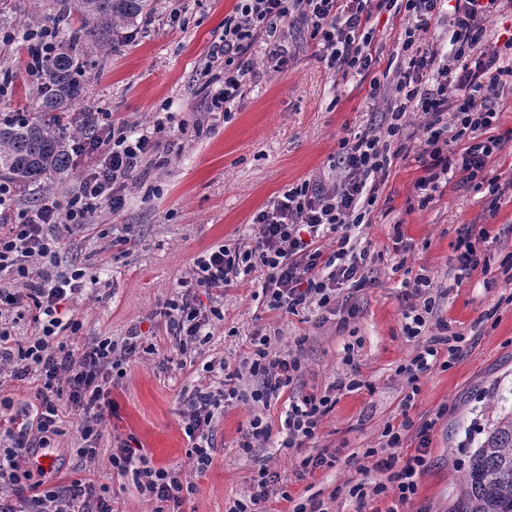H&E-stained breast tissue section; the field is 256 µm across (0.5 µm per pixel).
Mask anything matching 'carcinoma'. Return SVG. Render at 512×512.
<instances>
[{"mask_svg": "<svg viewBox=\"0 0 512 512\" xmlns=\"http://www.w3.org/2000/svg\"><path fill=\"white\" fill-rule=\"evenodd\" d=\"M150 0H52V12L31 20L35 29L73 10L85 25L59 40L56 52L42 65L35 90V111L0 118V180L22 193L38 180L69 171L72 149L96 137L89 112H74L81 99L89 60L83 44L89 37L109 39L135 25L149 11ZM459 512H512V410L496 413L488 434L472 455L464 475Z\"/></svg>", "mask_w": 512, "mask_h": 512, "instance_id": "cac0c4a2", "label": "carcinoma"}]
</instances>
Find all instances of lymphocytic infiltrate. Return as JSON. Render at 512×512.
Segmentation results:
<instances>
[{
    "instance_id": "1",
    "label": "lymphocytic infiltrate",
    "mask_w": 512,
    "mask_h": 512,
    "mask_svg": "<svg viewBox=\"0 0 512 512\" xmlns=\"http://www.w3.org/2000/svg\"><path fill=\"white\" fill-rule=\"evenodd\" d=\"M444 0H237L224 18V33L210 51L211 61H223L224 81L211 96L213 111L229 112L242 96L249 70L239 60L259 39H266V58L274 68L287 63V52L276 33L281 22L299 20L311 29L330 68L342 76H370V95L378 97L391 89L394 103L388 104L384 133L367 130L354 139H342L338 153L341 176L333 185L305 180L271 200L252 218L251 243L244 247L219 244L198 255L194 268L182 281V291L166 304L168 329L180 352L204 342L205 330L220 318L217 307H207L199 294L209 296L259 274L264 302L271 311L296 313L308 304L327 307L343 285L356 284L367 264V251H356L351 233L364 224L376 203V185L391 163L390 150L415 155L426 170L415 190L420 204L430 203L449 173L464 174L475 191H487L490 211H497L505 189L488 160L503 148L492 136L497 121L493 101L505 85H512V38L502 48L486 45V24L502 11L505 0H456L452 15H445ZM403 15L405 39L402 60L391 80L374 76L380 62L381 46L371 24L379 13ZM449 23L450 53L421 48L423 35L439 23ZM425 116V139L418 152L406 146L392 147L399 136L409 107ZM98 136L78 145V155L91 162L79 190L67 201H47L19 212L12 224L0 225V273L9 283L0 287V301L27 317L35 329L26 343H19L10 330L0 328V371L17 380L35 378L36 413L21 420L10 414L11 401L0 399V483L9 493L0 496V512H112L107 486L87 476L49 482L43 468H30L27 460L34 448L49 447L55 437L65 435L67 418L80 412L78 432L84 443L82 455H94L93 445L100 425L112 413L107 385L124 377V364L140 349L136 336H128L122 347L111 337L99 336L76 347L64 341L65 331L77 325L61 318V306L80 293L85 273L49 270L56 260L60 233L83 228L102 201L113 211L125 205L127 180L160 146L163 123L153 126L116 125L107 112L97 117ZM338 235L337 249L325 256L320 245L327 232ZM252 352L246 360L251 376L261 378L252 390L255 402H269L291 384L300 371L297 359L274 355L270 338L255 334ZM459 353L448 337L435 336L421 345L410 363L401 367L409 384L440 360H454ZM239 372L225 373L216 388L195 390L180 413L182 429L191 446L187 452L197 473L213 463L214 423L226 402L241 397ZM330 396L305 395L290 399L282 423L283 447L300 448L312 440L321 418L330 411ZM111 463L118 474H133L141 490L156 501L180 508L195 491L184 483L178 467H150L140 446L119 441L112 450ZM386 481L352 486L349 495L365 500L367 495L393 493L398 503L410 501L417 493L418 479L428 467L425 454L418 453L396 466L394 460L381 462Z\"/></svg>"
}]
</instances>
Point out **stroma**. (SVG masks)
Here are the masks:
<instances>
[{
  "label": "stroma",
  "mask_w": 512,
  "mask_h": 512,
  "mask_svg": "<svg viewBox=\"0 0 512 512\" xmlns=\"http://www.w3.org/2000/svg\"><path fill=\"white\" fill-rule=\"evenodd\" d=\"M153 3L156 21L135 39L89 44L96 64L77 108L111 113L118 125L160 120L167 135L131 176L124 209L116 213L102 203L82 231L62 238L58 265L94 278L69 305V318L80 324L76 343L108 336L119 344L136 333L156 350L131 357L126 376L110 385L115 411L100 431L93 460L80 456V437L69 431L51 442L43 461L48 478L89 473L110 487L115 512H156L155 499L132 475L113 472V446L132 436L150 466L185 464L184 397L213 383L210 366L241 368L253 333L261 331L273 353L301 365L288 394L328 395L335 404L309 448L282 447L275 432L246 452L237 445L241 429L256 415L277 429L284 401L230 402L215 423L211 468L201 475L185 472L196 491L182 512H227L249 495L250 479L262 467L278 474L289 494L266 502L267 512H292L312 498L327 512H456L463 472L493 407H512V276L502 267L512 258V195L502 196L496 215H489L486 194L457 174L422 208L415 184L423 168L414 158H394L369 224L354 234L357 248L369 251L361 284L343 286L327 307L295 314L268 310L260 281L226 289L219 303L223 317L210 325L208 342L178 354L167 339L162 305L178 292L195 258L216 244L245 243L253 215L302 180L336 182L340 140L370 127L384 130L386 102L370 98L368 82L337 75L307 25L290 21L280 32L288 49L284 69L269 65L264 44H257L244 57L252 77L243 96L228 116L214 117L207 84L223 77L224 65L210 62L209 51L234 0ZM49 6V0H0V18L8 23L0 28V74L12 80L0 97V113L33 108L28 44L10 30ZM495 108L492 133L504 149L488 166L506 182L512 180V86L500 91ZM469 226L488 232L481 244L487 271L459 268L456 244ZM410 273L431 282L427 296L434 309L426 337L438 335L437 323L444 320L462 338L458 358L420 375L414 394L399 373L417 349L403 330L404 315L424 299L404 287ZM352 378L360 388L342 389ZM406 418L433 423L422 443L429 467L414 499L400 506L386 494L357 502L349 488L378 477L379 460H407L421 444L409 431L401 448L387 447L385 428ZM321 451L335 454V465L302 472L301 460Z\"/></svg>",
  "instance_id": "obj_1"
}]
</instances>
